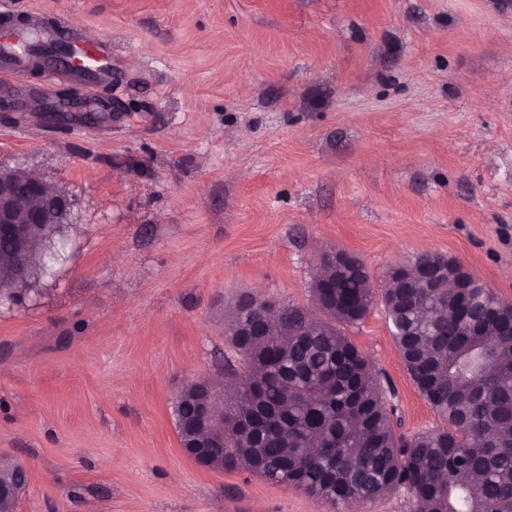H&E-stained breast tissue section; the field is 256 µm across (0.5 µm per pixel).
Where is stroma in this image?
Returning <instances> with one entry per match:
<instances>
[{"label":"stroma","instance_id":"stroma-1","mask_svg":"<svg viewBox=\"0 0 512 512\" xmlns=\"http://www.w3.org/2000/svg\"><path fill=\"white\" fill-rule=\"evenodd\" d=\"M23 24L106 42L112 77L0 87V169L71 200L0 300L15 512H413L199 467L177 399L244 372L224 334L240 294L313 309L330 251L378 289L441 253L512 302V0H0V27ZM72 93L96 123L47 117ZM344 332L397 434L446 428L382 302Z\"/></svg>","mask_w":512,"mask_h":512}]
</instances>
